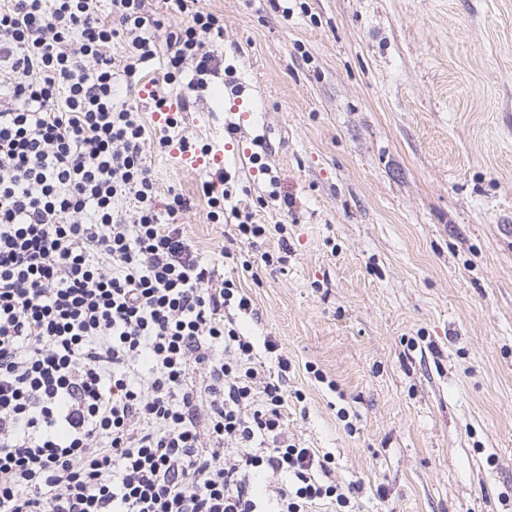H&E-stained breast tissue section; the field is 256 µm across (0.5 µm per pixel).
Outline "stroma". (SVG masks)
Returning <instances> with one entry per match:
<instances>
[{"mask_svg":"<svg viewBox=\"0 0 512 512\" xmlns=\"http://www.w3.org/2000/svg\"><path fill=\"white\" fill-rule=\"evenodd\" d=\"M201 4L232 73L178 131L228 143L238 205L284 225L287 263L261 259L277 236L210 222L201 171L144 152L200 255L251 262L230 316L263 369L268 338L290 363L289 439L331 454L357 512H512V0ZM238 94L254 121L231 135Z\"/></svg>","mask_w":512,"mask_h":512,"instance_id":"stroma-1","label":"stroma"}]
</instances>
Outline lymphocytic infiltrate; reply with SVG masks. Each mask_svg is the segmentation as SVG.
Instances as JSON below:
<instances>
[{"label": "lymphocytic infiltrate", "instance_id": "lymphocytic-infiltrate-1", "mask_svg": "<svg viewBox=\"0 0 512 512\" xmlns=\"http://www.w3.org/2000/svg\"><path fill=\"white\" fill-rule=\"evenodd\" d=\"M102 2L0 0V512L347 507L331 457L282 427L287 359L258 372L227 315L250 298L214 284L182 193L156 205L145 114L207 88L224 17ZM267 469L283 479L260 498Z\"/></svg>", "mask_w": 512, "mask_h": 512}]
</instances>
